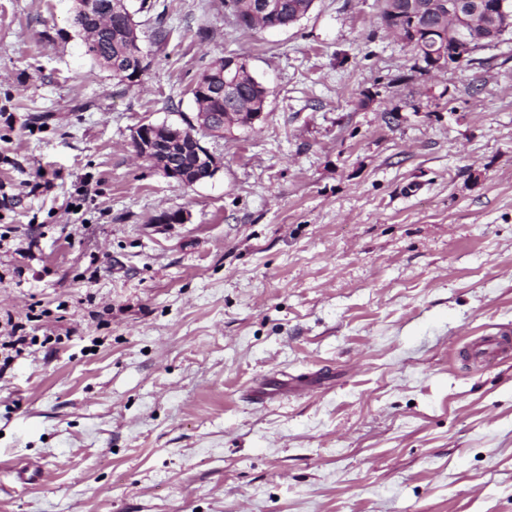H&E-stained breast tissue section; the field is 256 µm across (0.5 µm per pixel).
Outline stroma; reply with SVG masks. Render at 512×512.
Segmentation results:
<instances>
[{"mask_svg": "<svg viewBox=\"0 0 512 512\" xmlns=\"http://www.w3.org/2000/svg\"><path fill=\"white\" fill-rule=\"evenodd\" d=\"M73 5L0 0V322L37 339L0 379V512H512V359L470 355L512 333V33L430 71L382 0L279 30L131 0L122 82ZM229 55L265 114L178 184L133 135L194 122Z\"/></svg>", "mask_w": 512, "mask_h": 512, "instance_id": "35a3bbf8", "label": "stroma"}]
</instances>
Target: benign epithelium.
<instances>
[{
	"label": "benign epithelium",
	"mask_w": 512,
	"mask_h": 512,
	"mask_svg": "<svg viewBox=\"0 0 512 512\" xmlns=\"http://www.w3.org/2000/svg\"><path fill=\"white\" fill-rule=\"evenodd\" d=\"M410 7L419 11L441 8L455 19V25L448 29V37L452 38L462 49H470L485 44L492 37H499L496 13L505 9V0H412ZM80 10L97 27H88L86 42L98 39V29L108 23L105 15L99 12L95 0H80ZM281 10L279 0H258L252 5L247 22H252L256 15L272 16ZM195 129L207 136L224 134V113H196ZM133 148L138 157L151 162L166 177L183 185H194L197 180L190 177V170L172 158L194 152L197 163L206 164L209 175H214L220 166V160L207 147L202 139L193 135L186 136L185 129L170 125H140L133 136ZM188 213L182 209H171L161 212L158 224H185Z\"/></svg>",
	"instance_id": "7a95c632"
}]
</instances>
